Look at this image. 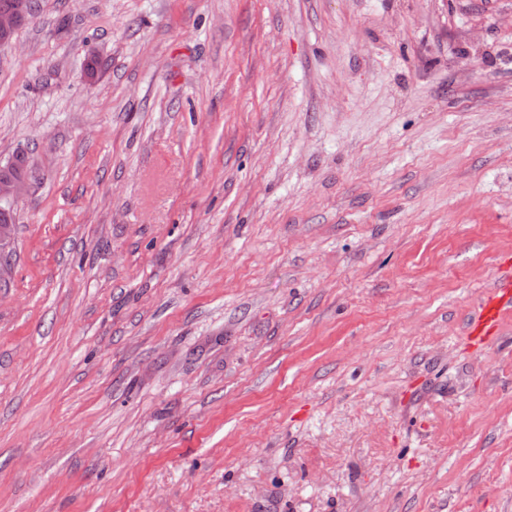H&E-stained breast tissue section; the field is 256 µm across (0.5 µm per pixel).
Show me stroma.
Masks as SVG:
<instances>
[{"label": "stroma", "mask_w": 512, "mask_h": 512, "mask_svg": "<svg viewBox=\"0 0 512 512\" xmlns=\"http://www.w3.org/2000/svg\"><path fill=\"white\" fill-rule=\"evenodd\" d=\"M34 3L0 512H512V0ZM502 269L483 297L479 313L467 324L466 336L469 338L494 334L503 315L512 312V265L506 263Z\"/></svg>", "instance_id": "35a3bbf8"}]
</instances>
